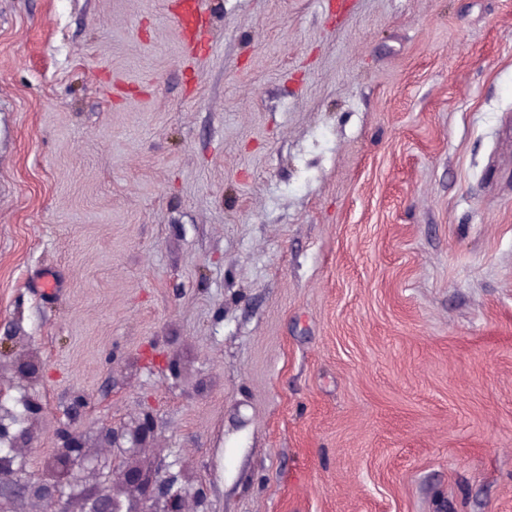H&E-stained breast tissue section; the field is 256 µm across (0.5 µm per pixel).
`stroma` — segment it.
<instances>
[{"label":"stroma","mask_w":512,"mask_h":512,"mask_svg":"<svg viewBox=\"0 0 512 512\" xmlns=\"http://www.w3.org/2000/svg\"><path fill=\"white\" fill-rule=\"evenodd\" d=\"M0 0L27 467L142 410L208 512H512V0ZM203 13L202 0L182 1L177 21L186 29H196L199 27Z\"/></svg>","instance_id":"1"}]
</instances>
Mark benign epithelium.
<instances>
[{"label": "benign epithelium", "mask_w": 512, "mask_h": 512, "mask_svg": "<svg viewBox=\"0 0 512 512\" xmlns=\"http://www.w3.org/2000/svg\"><path fill=\"white\" fill-rule=\"evenodd\" d=\"M39 365L23 359L16 366L18 381L0 379V512H10L3 501L4 489H12L42 505V512H73L64 499L65 486L91 483L79 512H201L207 493L190 484L187 469L170 473L162 461L146 464L142 450L156 440L155 418L144 410L128 422H105L96 444L72 427L57 431V454L41 469L26 468L33 421L42 405L25 393L38 378ZM111 455L109 468L99 466L95 449Z\"/></svg>", "instance_id": "obj_1"}]
</instances>
